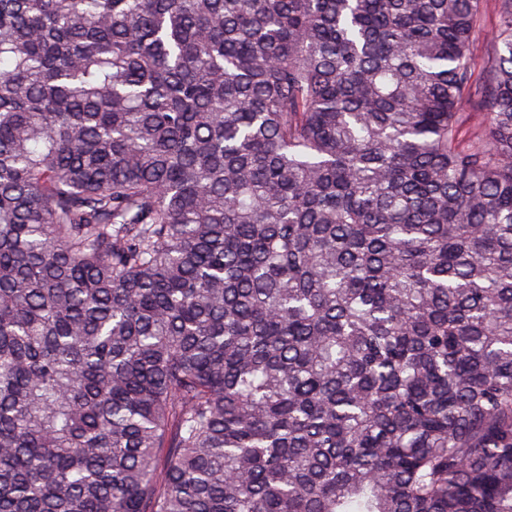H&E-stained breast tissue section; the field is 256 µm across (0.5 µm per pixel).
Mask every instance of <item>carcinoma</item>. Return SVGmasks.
Instances as JSON below:
<instances>
[{
    "mask_svg": "<svg viewBox=\"0 0 512 512\" xmlns=\"http://www.w3.org/2000/svg\"><path fill=\"white\" fill-rule=\"evenodd\" d=\"M0 0V512H512V0ZM495 0L483 1V26L476 34L475 52L479 57H487L493 52V35L498 24Z\"/></svg>",
    "mask_w": 512,
    "mask_h": 512,
    "instance_id": "cac0c4a2",
    "label": "carcinoma"
}]
</instances>
